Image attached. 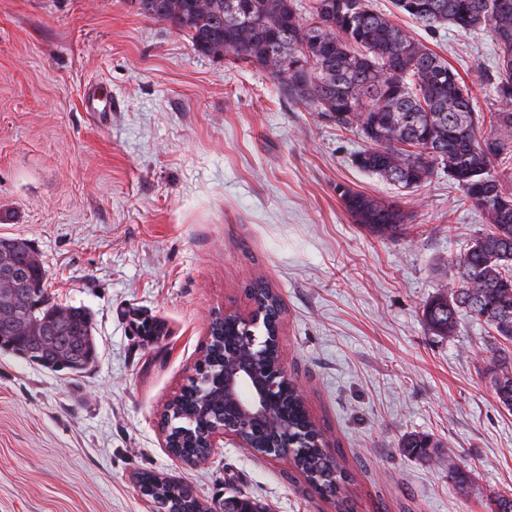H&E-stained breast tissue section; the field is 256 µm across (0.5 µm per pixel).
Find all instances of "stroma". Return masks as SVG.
Returning <instances> with one entry per match:
<instances>
[{
	"instance_id": "stroma-1",
	"label": "stroma",
	"mask_w": 512,
	"mask_h": 512,
	"mask_svg": "<svg viewBox=\"0 0 512 512\" xmlns=\"http://www.w3.org/2000/svg\"><path fill=\"white\" fill-rule=\"evenodd\" d=\"M370 2L459 73L477 112L500 109L489 32L433 33ZM362 146L268 72L198 54L130 0H0V236L33 247L50 297L90 312L98 346L77 374L0 351V512H154L142 471L212 508L243 494L267 512H336L277 458L229 441L191 468L164 446L158 412L212 317L249 312L259 282L281 299L285 364L350 476L346 512H490L512 492L486 326L463 315L445 338L422 317L483 214L443 172L404 189L361 171ZM340 185L396 203L403 233L354 224ZM410 432L438 439L439 459L404 456Z\"/></svg>"
}]
</instances>
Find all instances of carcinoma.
Instances as JSON below:
<instances>
[{
	"mask_svg": "<svg viewBox=\"0 0 512 512\" xmlns=\"http://www.w3.org/2000/svg\"><path fill=\"white\" fill-rule=\"evenodd\" d=\"M138 14L170 22L195 51L232 56L277 80L288 98L322 112L336 125L357 130L364 147L355 164L405 188L425 182L440 168L486 217V228L466 251L450 260L456 269L445 293L433 297L423 317L437 336L457 330L461 313L493 331L496 369L491 383L503 408L512 411V192L498 167L512 161V0H394L395 8L427 30L451 25L487 29L500 50L493 92L504 109L491 113L490 134L459 74L437 53L373 10L368 0H131ZM302 59L305 67L292 70ZM354 223L378 238L393 239L406 215L386 202L336 187ZM0 256L22 289L42 298L29 326L48 325V341L30 346L27 358L59 370L84 371L97 356L90 313L49 297L46 270L30 245L0 238ZM195 385L183 388L182 422L191 421ZM288 427L297 434L314 425L293 394L283 401ZM434 444L411 433L402 453L432 459ZM291 465L320 496L332 495L323 480L317 448H298ZM140 492L164 512L183 488L143 473Z\"/></svg>",
	"mask_w": 512,
	"mask_h": 512,
	"instance_id": "obj_1",
	"label": "carcinoma"
}]
</instances>
